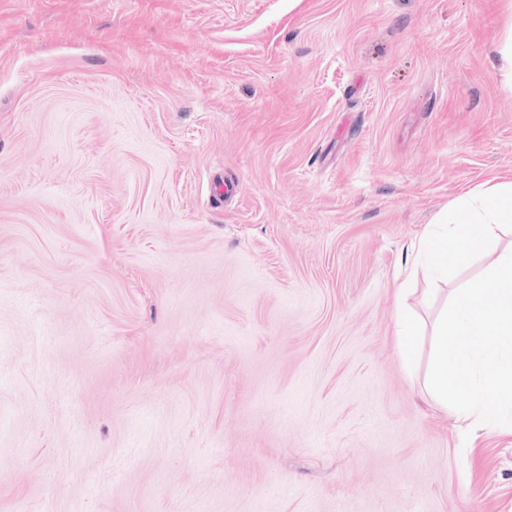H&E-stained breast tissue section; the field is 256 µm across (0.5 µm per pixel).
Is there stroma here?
Wrapping results in <instances>:
<instances>
[{
  "label": "stroma",
  "mask_w": 512,
  "mask_h": 512,
  "mask_svg": "<svg viewBox=\"0 0 512 512\" xmlns=\"http://www.w3.org/2000/svg\"><path fill=\"white\" fill-rule=\"evenodd\" d=\"M507 0H0V512H512L396 339L512 180ZM512 181H487L467 194L442 235L427 238L421 254L431 271L448 275V268L484 252L495 231L504 226L512 230Z\"/></svg>",
  "instance_id": "stroma-1"
}]
</instances>
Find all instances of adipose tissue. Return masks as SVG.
<instances>
[{"mask_svg":"<svg viewBox=\"0 0 512 512\" xmlns=\"http://www.w3.org/2000/svg\"><path fill=\"white\" fill-rule=\"evenodd\" d=\"M512 224V181L487 182L468 193L442 235L427 238L421 253L431 271L447 274L450 266L485 251L497 229Z\"/></svg>","mask_w":512,"mask_h":512,"instance_id":"adipose-tissue-1","label":"adipose tissue"}]
</instances>
